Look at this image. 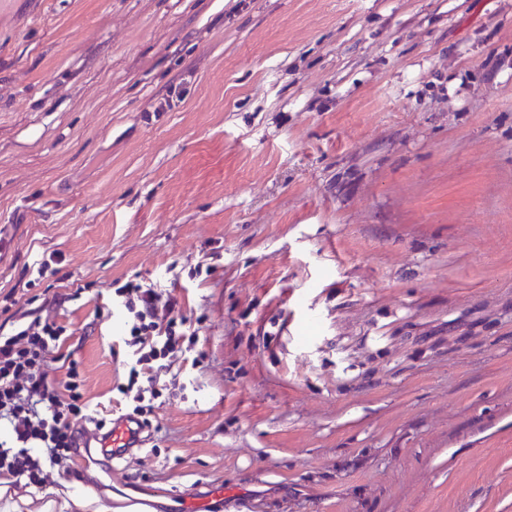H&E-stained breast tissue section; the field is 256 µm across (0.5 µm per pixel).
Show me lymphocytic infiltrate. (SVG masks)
<instances>
[{
	"mask_svg": "<svg viewBox=\"0 0 512 512\" xmlns=\"http://www.w3.org/2000/svg\"><path fill=\"white\" fill-rule=\"evenodd\" d=\"M115 294L126 317V344L137 353L128 376L137 388L132 413L146 422L159 396L153 363L177 351L187 320L154 285L128 282ZM67 332L66 325L48 319L18 325L0 336V424L8 433L0 441V477L14 483L41 486L53 470L72 471L70 463L83 436L77 421L87 408L77 383L79 372L69 365L66 381L55 384L45 370L50 350L61 347ZM142 377L149 389L138 388Z\"/></svg>",
	"mask_w": 512,
	"mask_h": 512,
	"instance_id": "lymphocytic-infiltrate-1",
	"label": "lymphocytic infiltrate"
}]
</instances>
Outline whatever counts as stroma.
Masks as SVG:
<instances>
[{"label": "stroma", "mask_w": 512, "mask_h": 512, "mask_svg": "<svg viewBox=\"0 0 512 512\" xmlns=\"http://www.w3.org/2000/svg\"><path fill=\"white\" fill-rule=\"evenodd\" d=\"M0 238V333L70 324L93 448L0 510L512 512V0H12ZM130 280L192 338L113 459ZM179 501L181 511L176 512H215L209 510L224 502V487H212L199 495H186Z\"/></svg>", "instance_id": "1"}]
</instances>
